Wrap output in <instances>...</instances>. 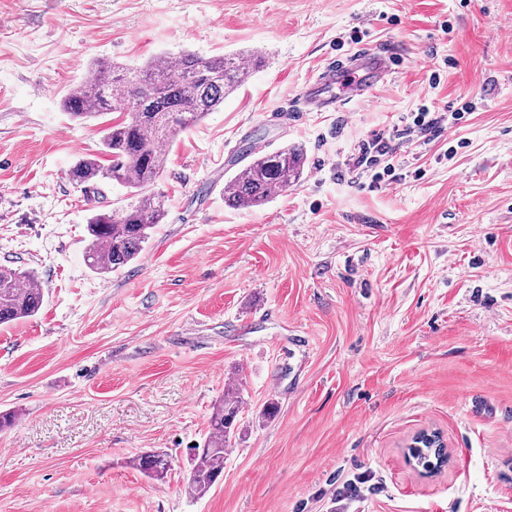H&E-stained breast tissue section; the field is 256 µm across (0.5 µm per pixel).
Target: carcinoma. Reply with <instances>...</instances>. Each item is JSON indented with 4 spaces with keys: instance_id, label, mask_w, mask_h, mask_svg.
I'll list each match as a JSON object with an SVG mask.
<instances>
[{
    "instance_id": "carcinoma-1",
    "label": "carcinoma",
    "mask_w": 512,
    "mask_h": 512,
    "mask_svg": "<svg viewBox=\"0 0 512 512\" xmlns=\"http://www.w3.org/2000/svg\"><path fill=\"white\" fill-rule=\"evenodd\" d=\"M258 49L205 58L185 51L175 62L154 56L140 67L99 62L93 76L68 89L63 110L75 122L121 112L125 119L103 130L101 154L82 158L68 179L86 192L101 193L115 181L130 189V202L119 210L100 212L87 224L85 263L102 276L136 260L145 250L151 231L167 212L166 196L154 190L176 137L224 104V98L243 86L263 63ZM306 157L299 148L283 147L258 154L234 176L224 202L233 208L260 207L301 182ZM43 288L35 271L0 266V324L35 316L43 304ZM240 396L223 395L209 418L203 445L194 449L185 490L204 497L224 472V454L232 444L240 413ZM131 464L145 476L164 479L168 456L144 452Z\"/></svg>"
}]
</instances>
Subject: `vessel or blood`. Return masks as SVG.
I'll return each instance as SVG.
<instances>
[{"label": "vessel or blood", "instance_id": "obj_1", "mask_svg": "<svg viewBox=\"0 0 512 512\" xmlns=\"http://www.w3.org/2000/svg\"><path fill=\"white\" fill-rule=\"evenodd\" d=\"M393 54L380 46L364 45L341 60L322 63L299 96L304 112H327L339 96L367 99L392 74Z\"/></svg>", "mask_w": 512, "mask_h": 512}]
</instances>
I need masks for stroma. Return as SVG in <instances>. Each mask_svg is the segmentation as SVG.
Returning a JSON list of instances; mask_svg holds the SVG:
<instances>
[{
	"label": "stroma",
	"mask_w": 512,
	"mask_h": 512,
	"mask_svg": "<svg viewBox=\"0 0 512 512\" xmlns=\"http://www.w3.org/2000/svg\"><path fill=\"white\" fill-rule=\"evenodd\" d=\"M357 31L396 58L384 87L296 111ZM253 48L264 66L177 136L144 252L90 271L87 220L128 190L69 181L103 126L71 121L65 90L96 61ZM467 102L436 138H394L402 181L349 169L359 139ZM259 139L301 148L304 179L229 208L224 159ZM0 265L44 290L0 325V413L19 414L0 512H336L358 476L373 490L346 512H512V0H0ZM232 384L224 475L190 498ZM423 429L448 448L434 475L402 453ZM151 450L164 480L128 464Z\"/></svg>",
	"instance_id": "stroma-1"
}]
</instances>
